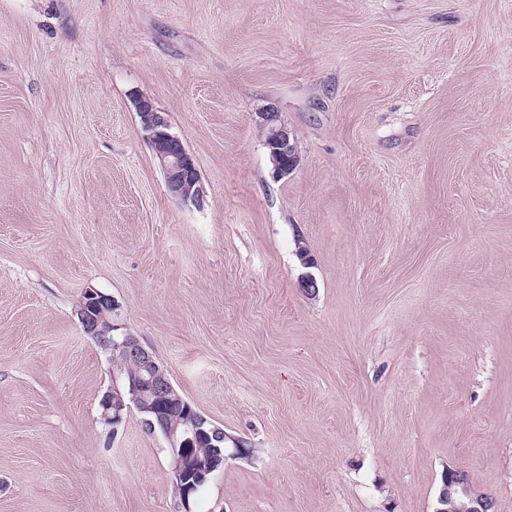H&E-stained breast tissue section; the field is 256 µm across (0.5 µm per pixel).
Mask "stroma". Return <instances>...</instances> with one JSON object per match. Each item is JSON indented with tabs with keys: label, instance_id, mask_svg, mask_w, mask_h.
<instances>
[{
	"label": "stroma",
	"instance_id": "obj_1",
	"mask_svg": "<svg viewBox=\"0 0 512 512\" xmlns=\"http://www.w3.org/2000/svg\"><path fill=\"white\" fill-rule=\"evenodd\" d=\"M89 287L224 430L197 512H512V0H0V512H179ZM136 109L144 116L143 130L166 173L168 192L184 202L202 206V190L195 177L197 167L193 156L186 151L181 139L170 131L166 119L150 100L139 98ZM267 130L265 146L270 149L276 177L288 176L297 164V149L288 130L277 123L275 112L262 113ZM435 512H493V501L471 491L466 475L461 471H448L437 498Z\"/></svg>",
	"mask_w": 512,
	"mask_h": 512
}]
</instances>
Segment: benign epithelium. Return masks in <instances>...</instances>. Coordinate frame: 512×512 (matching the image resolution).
<instances>
[{
    "mask_svg": "<svg viewBox=\"0 0 512 512\" xmlns=\"http://www.w3.org/2000/svg\"><path fill=\"white\" fill-rule=\"evenodd\" d=\"M137 112L144 116L143 130L166 173V187L175 198L203 204L202 190L195 177L194 158L150 100L136 101ZM267 130L265 146L270 149L274 174L289 175L297 164V149L288 130L277 123L273 112L262 113ZM85 335L92 338L110 357H122L138 365L137 374L123 385L118 374L112 387L100 399L103 424L117 433L132 408L150 415L142 420L146 430L161 435L171 454L173 483L179 498L180 512H195L191 495L206 485L213 474L224 467V429L198 417L178 429L168 422L166 405L180 399L167 370L139 337L120 322V304L111 296L89 287L76 310ZM436 512H493V501L471 491L466 475L448 471L437 498Z\"/></svg>",
    "mask_w": 512,
    "mask_h": 512,
    "instance_id": "benign-epithelium-1",
    "label": "benign epithelium"
}]
</instances>
